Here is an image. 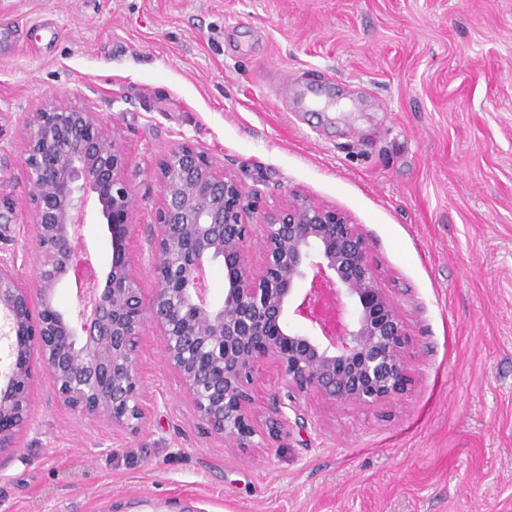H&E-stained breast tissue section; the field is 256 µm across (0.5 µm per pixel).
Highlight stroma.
Instances as JSON below:
<instances>
[{"label":"stroma","instance_id":"obj_1","mask_svg":"<svg viewBox=\"0 0 512 512\" xmlns=\"http://www.w3.org/2000/svg\"><path fill=\"white\" fill-rule=\"evenodd\" d=\"M0 251L34 282L20 145L75 98L119 131L144 262L158 159L188 140L258 192L346 212L406 319L412 385L300 401L258 448L209 432L145 325L136 429L72 412L48 375L0 454V512H512V0H0ZM81 234L98 273L107 226Z\"/></svg>","mask_w":512,"mask_h":512}]
</instances>
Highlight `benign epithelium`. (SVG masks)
<instances>
[{
  "label": "benign epithelium",
  "instance_id": "benign-epithelium-1",
  "mask_svg": "<svg viewBox=\"0 0 512 512\" xmlns=\"http://www.w3.org/2000/svg\"><path fill=\"white\" fill-rule=\"evenodd\" d=\"M35 226L40 310L19 277L16 254L0 255V452L30 422L36 367L73 412L135 428L143 418L132 341L152 323L164 358L200 420L225 443L256 448L255 437L289 428L295 395L329 404L376 406L408 391L410 338L395 300L369 260V240L346 214L295 194L261 208L242 180L190 142L157 162L163 196L147 262L157 282L143 303L128 257L136 192L125 175L121 134L80 101L49 98L31 113L21 142ZM95 199L110 234L105 279L75 311L54 305L61 284L85 289V253L74 224ZM254 242L263 256H247ZM224 265V300L206 294V267ZM275 365L284 395L273 399L267 430L250 415L249 385Z\"/></svg>",
  "mask_w": 512,
  "mask_h": 512
}]
</instances>
